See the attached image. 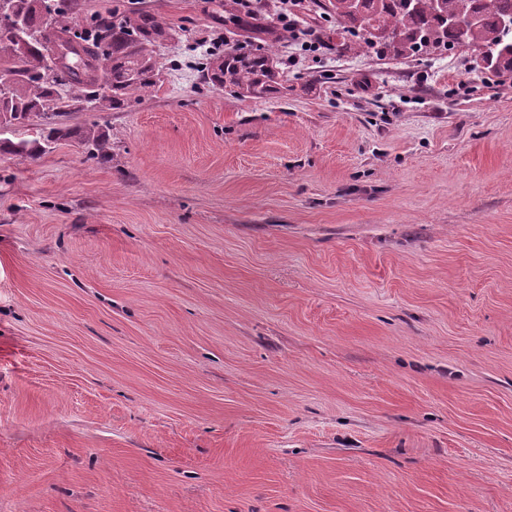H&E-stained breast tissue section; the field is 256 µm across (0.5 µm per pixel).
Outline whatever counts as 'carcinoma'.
Returning <instances> with one entry per match:
<instances>
[{"label": "carcinoma", "instance_id": "cac0c4a2", "mask_svg": "<svg viewBox=\"0 0 512 512\" xmlns=\"http://www.w3.org/2000/svg\"><path fill=\"white\" fill-rule=\"evenodd\" d=\"M17 16L39 33L24 48L13 47V31L0 25V74L10 77L0 90V152L38 158L62 140L74 139L90 158L110 155L112 144L97 125L69 124L73 113L88 108L124 110L155 88L163 65L158 47L170 38L166 28L147 13L126 9L122 0L112 14H88L84 0H11ZM336 15L359 48L380 52L388 46L396 54L420 55L430 49L474 46L492 56L484 70L512 72V53L501 43L500 21L512 15V0H329ZM470 11L481 19L464 38L448 27V20ZM227 21L243 30L250 22L235 0H224ZM84 17V26L74 19ZM61 50L62 69L45 73L49 52ZM107 69L110 93L99 94L97 83ZM204 82L243 97L263 98L288 90L281 62L271 46L256 48L253 37L242 44L208 55L203 63ZM22 130L35 131L23 138Z\"/></svg>", "mask_w": 512, "mask_h": 512}]
</instances>
